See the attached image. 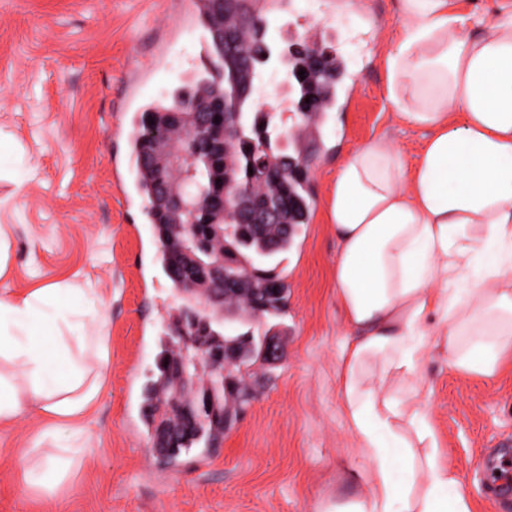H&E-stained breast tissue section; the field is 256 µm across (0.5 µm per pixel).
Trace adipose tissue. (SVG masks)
Masks as SVG:
<instances>
[{
	"label": "adipose tissue",
	"mask_w": 512,
	"mask_h": 512,
	"mask_svg": "<svg viewBox=\"0 0 512 512\" xmlns=\"http://www.w3.org/2000/svg\"><path fill=\"white\" fill-rule=\"evenodd\" d=\"M385 94L425 130L412 166L378 137L337 167L322 202L331 285L348 329L339 388L364 494L334 512H471L418 395L425 325L449 368L494 377L512 350V14L398 0ZM104 302L54 283L0 298V423L28 411L52 452L24 485L56 494L86 451L109 367Z\"/></svg>",
	"instance_id": "obj_1"
}]
</instances>
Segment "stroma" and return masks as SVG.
<instances>
[{
  "label": "stroma",
  "mask_w": 512,
  "mask_h": 512,
  "mask_svg": "<svg viewBox=\"0 0 512 512\" xmlns=\"http://www.w3.org/2000/svg\"><path fill=\"white\" fill-rule=\"evenodd\" d=\"M249 0L248 12L279 19L290 33L345 15V28L318 39L345 71L350 103L324 113L321 136L304 147L311 211L294 248L276 268L288 310L269 319L279 358L258 369L254 398L216 448L204 444L173 460L152 449L142 393L155 372L158 337L175 300L162 270L143 201L114 189L113 137L126 100L183 71L208 65L186 0H0V131L20 153L0 178V225L10 230L8 274L0 291L69 282L105 301L111 365L89 416L90 455L51 497L30 491L23 468L42 422L28 413L0 426V512H323L363 493L356 442L343 416L339 357L347 328L332 294L335 234L321 203L345 155L372 137L388 138L413 163L422 129L399 122L384 94L381 57L398 38L397 0ZM419 395L441 458L456 472L473 512H512V486L494 471L512 462V351L491 379L449 369L441 347L424 356Z\"/></svg>",
  "instance_id": "1"
}]
</instances>
